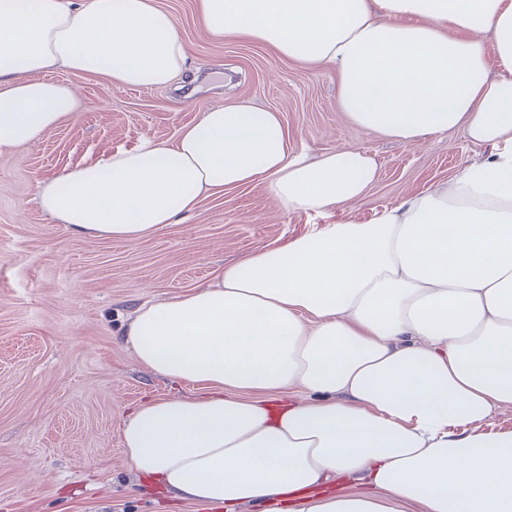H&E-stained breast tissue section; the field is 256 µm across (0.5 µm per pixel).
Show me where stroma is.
I'll return each mask as SVG.
<instances>
[{"label":"stroma","mask_w":512,"mask_h":512,"mask_svg":"<svg viewBox=\"0 0 512 512\" xmlns=\"http://www.w3.org/2000/svg\"><path fill=\"white\" fill-rule=\"evenodd\" d=\"M172 17L189 69L218 84L196 92L118 88L103 77L51 72L77 89L74 121L0 156V512H224L169 499L130 470L121 424L148 398L197 389L143 368L122 341L135 310L209 281L224 265L311 226L280 212L263 185L202 198L189 218L135 241L73 236L35 203L41 183L144 140H174L197 112L247 101L281 113L294 151L361 148L377 174L359 207L332 220L368 222L385 205L448 182L486 150L462 131L419 148L337 112L336 73L274 56L241 38H210L198 0H157Z\"/></svg>","instance_id":"obj_1"}]
</instances>
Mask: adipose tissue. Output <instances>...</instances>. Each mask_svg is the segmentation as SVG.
I'll use <instances>...</instances> for the list:
<instances>
[{"mask_svg": "<svg viewBox=\"0 0 512 512\" xmlns=\"http://www.w3.org/2000/svg\"><path fill=\"white\" fill-rule=\"evenodd\" d=\"M244 35L335 69L352 124L418 146L463 130L486 157L382 207L225 265L139 306L124 342L200 396L142 403L121 429L134 474L171 497L278 512H512V0H199ZM187 51L156 0H0V155L76 117L49 71L168 88ZM368 152H294L279 113H197L44 182L78 236L135 240L205 196L262 183L279 210L362 204Z\"/></svg>", "mask_w": 512, "mask_h": 512, "instance_id": "adipose-tissue-1", "label": "adipose tissue"}]
</instances>
